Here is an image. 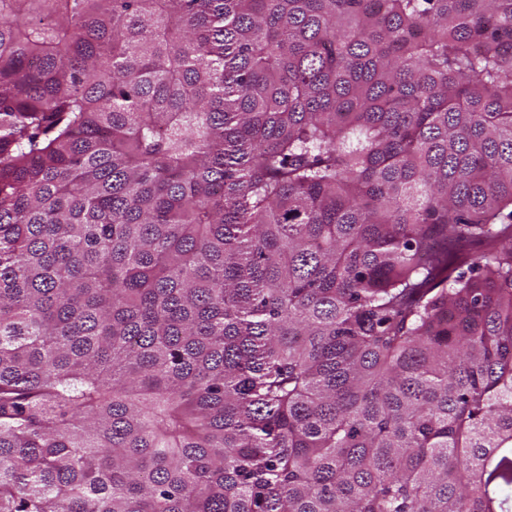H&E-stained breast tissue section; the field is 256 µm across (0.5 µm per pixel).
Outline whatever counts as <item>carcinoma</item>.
I'll use <instances>...</instances> for the list:
<instances>
[{
	"instance_id": "carcinoma-1",
	"label": "carcinoma",
	"mask_w": 512,
	"mask_h": 512,
	"mask_svg": "<svg viewBox=\"0 0 512 512\" xmlns=\"http://www.w3.org/2000/svg\"><path fill=\"white\" fill-rule=\"evenodd\" d=\"M0 512H512V0H0Z\"/></svg>"
}]
</instances>
